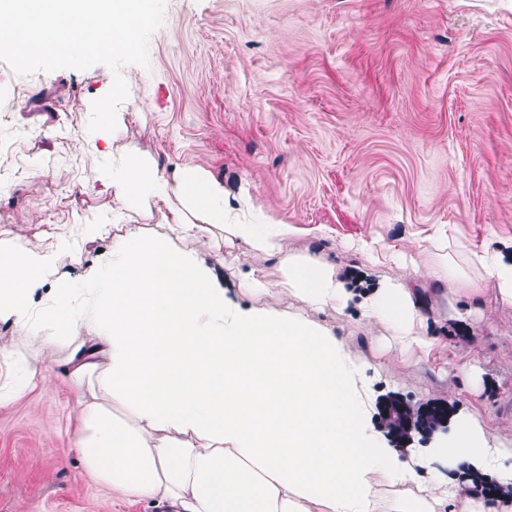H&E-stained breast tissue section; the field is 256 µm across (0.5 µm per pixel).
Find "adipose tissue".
Masks as SVG:
<instances>
[{
    "mask_svg": "<svg viewBox=\"0 0 512 512\" xmlns=\"http://www.w3.org/2000/svg\"><path fill=\"white\" fill-rule=\"evenodd\" d=\"M112 246L79 275V238L45 249L0 239V320L34 348L0 405L49 386L65 350L89 479L168 512H501L512 496V448L494 447L474 418L449 439L400 452L373 423L369 367L320 314L354 309L356 325L381 326L378 364L430 358L441 343L422 333L433 300L454 299L467 323L486 296L512 308V239L491 248L442 231L424 248V274L357 288L323 258L288 251L297 228L255 219L249 198L229 201L212 176L187 165L159 172L149 155L113 158ZM156 218L167 231L148 232ZM201 248L188 251L182 239ZM275 258L224 288L207 259L219 240ZM52 281L51 301L33 294ZM293 298L297 310L279 308ZM499 488L489 502L447 474L449 461Z\"/></svg>",
    "mask_w": 512,
    "mask_h": 512,
    "instance_id": "adipose-tissue-1",
    "label": "adipose tissue"
}]
</instances>
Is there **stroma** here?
I'll use <instances>...</instances> for the list:
<instances>
[{
  "label": "stroma",
  "instance_id": "obj_1",
  "mask_svg": "<svg viewBox=\"0 0 512 512\" xmlns=\"http://www.w3.org/2000/svg\"><path fill=\"white\" fill-rule=\"evenodd\" d=\"M118 151L199 166L352 270L360 240L417 254L440 229L512 237V0H166L149 64H128ZM109 66L28 76L0 63V238L51 246L112 219L102 157L77 147ZM477 366L478 386L466 372ZM0 407V512H165L88 479L62 363ZM381 398L473 412L512 448V316L487 301Z\"/></svg>",
  "mask_w": 512,
  "mask_h": 512
}]
</instances>
